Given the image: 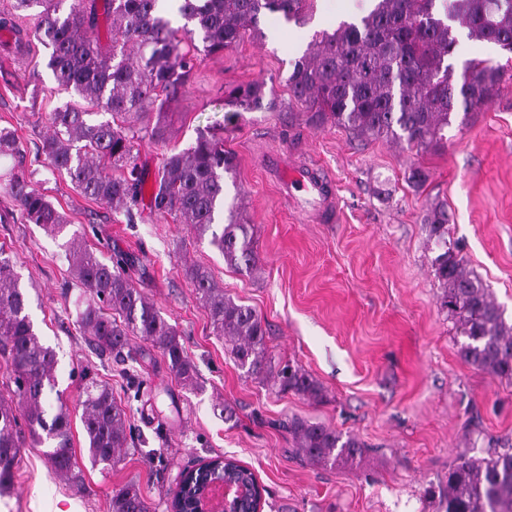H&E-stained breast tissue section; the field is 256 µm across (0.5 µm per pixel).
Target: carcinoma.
I'll return each instance as SVG.
<instances>
[{"instance_id":"1","label":"carcinoma","mask_w":512,"mask_h":512,"mask_svg":"<svg viewBox=\"0 0 512 512\" xmlns=\"http://www.w3.org/2000/svg\"><path fill=\"white\" fill-rule=\"evenodd\" d=\"M160 0H15L28 13L32 27L24 32L3 19L0 30L16 35V50L37 39L50 50L47 67L58 85L79 101L49 115L50 132L41 153L66 174L86 197L126 211L133 221L144 195V176L135 162L138 131L131 120L146 115L160 96L171 98L187 83L197 61L235 46L246 31H258L261 16L280 13L304 20L309 0H180L186 25L184 38L159 14ZM107 42H102L100 24ZM471 39L512 53V0H378L359 23H344L321 32L295 62L288 78V107L297 104L312 118L341 126L364 141H404L427 149L444 138L443 130L457 106L461 123L469 111L491 100L500 90L508 65L470 61L456 82L448 57L457 44L456 28ZM266 82L225 86L226 104L234 114L262 108ZM149 138L164 142L170 125L157 113ZM235 154L223 140L203 132L187 149L168 155L150 198V209L171 216L210 244L234 267H257L252 226L243 222L242 199L226 198V179L235 178ZM8 189L32 224L53 235L68 224L64 213L23 173H11ZM224 215V224L216 218ZM424 223L443 252L432 269L443 288L440 307L456 320L463 338L458 353L468 364L500 380L512 382V322L493 300L483 282L467 267L448 239V210L430 209ZM72 273L88 296L77 326L101 354L121 353L129 337L159 350L174 378L194 382L196 367L187 356L177 330L159 309L132 286L128 259H104L74 236L67 242ZM207 310L217 336L231 345L237 365L257 379L273 378L280 391L314 400L321 386L299 366L272 363L262 320L249 307L224 297L209 271L197 264L183 268ZM28 297L12 261L0 248V354L11 361L13 393L29 435L55 470L71 473V416L60 404L46 419L43 399L55 387L56 354L44 345L26 312ZM119 315L114 318L108 314ZM81 422L90 459L112 467L128 447V417L112 389L87 377ZM288 434L305 458L317 463H355L366 451L356 437H346L318 422L294 416ZM23 438L17 409L0 401V484L18 462ZM444 512H512V448L483 457L460 455L448 465L438 489ZM110 512H151L139 483L129 480L112 491Z\"/></svg>"}]
</instances>
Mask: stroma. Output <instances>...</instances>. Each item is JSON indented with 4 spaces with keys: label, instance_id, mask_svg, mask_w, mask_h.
Returning <instances> with one entry per match:
<instances>
[{
    "label": "stroma",
    "instance_id": "35a3bbf8",
    "mask_svg": "<svg viewBox=\"0 0 512 512\" xmlns=\"http://www.w3.org/2000/svg\"><path fill=\"white\" fill-rule=\"evenodd\" d=\"M358 0H313L304 23L261 16L260 35L201 57L194 75L166 101L167 142L140 141L138 164L154 181L164 158L212 132L238 163L236 185L254 231L258 271L228 266L209 244L170 216L141 208L135 218L84 197L39 151L49 114L69 101L46 67L48 51L5 50L0 32V129L20 152L0 158V176L24 171L65 214L70 231L110 257L129 258L130 279L181 336L197 371L178 382L161 353L130 341L133 357L99 355L75 325L85 299L64 236L28 223L0 179V246L28 297V313L56 354V384L44 408L66 402L77 482L62 479L43 448L25 447L0 512H108L113 489L137 479L152 512H168L180 473L217 456L251 469L264 487L263 512H438L429 487L448 464L493 440L512 442V384L465 363L439 305L431 260L438 247L424 217L448 209L451 237L468 266L512 320V82L451 124L440 145L361 142L344 128L308 123L302 112L233 115L230 83L262 79L275 100L314 34L359 22ZM314 165L333 186L336 215L297 208L282 191L289 165ZM422 168L427 181L409 175ZM206 267L224 294L252 308L267 329L274 361L305 369L322 388L314 401L249 377L216 336L183 266ZM108 384L125 408L133 440L115 467L92 464L81 423L83 372ZM299 416L357 437L355 465H317L296 456L284 428Z\"/></svg>",
    "mask_w": 512,
    "mask_h": 512
}]
</instances>
